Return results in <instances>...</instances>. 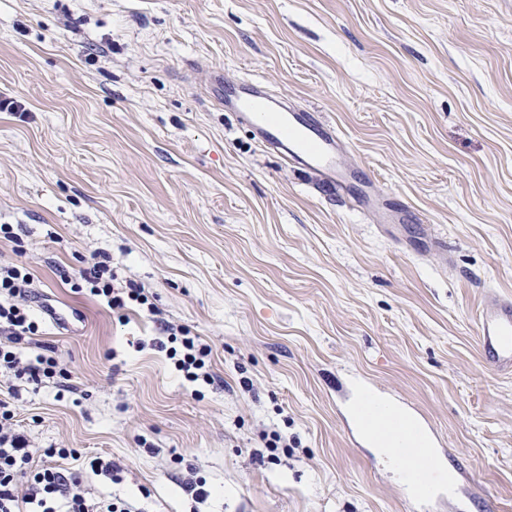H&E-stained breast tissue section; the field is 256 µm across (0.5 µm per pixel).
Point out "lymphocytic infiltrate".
<instances>
[{
    "mask_svg": "<svg viewBox=\"0 0 512 512\" xmlns=\"http://www.w3.org/2000/svg\"><path fill=\"white\" fill-rule=\"evenodd\" d=\"M34 275L28 264L15 260L0 264V380L7 384L0 396V512H137L117 496L94 498L84 489L80 471L51 465V458H67L65 448L31 447L16 421V403L23 390L41 388L47 380H69L59 361L35 349L40 319L33 307ZM72 288L88 291L110 310L125 311L148 305L144 286L119 282L112 258L92 253L70 276ZM166 339L157 340L185 380L212 384L211 349L182 326L165 324Z\"/></svg>",
    "mask_w": 512,
    "mask_h": 512,
    "instance_id": "f902f5d3",
    "label": "lymphocytic infiltrate"
}]
</instances>
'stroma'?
<instances>
[{
  "instance_id": "stroma-1",
  "label": "stroma",
  "mask_w": 512,
  "mask_h": 512,
  "mask_svg": "<svg viewBox=\"0 0 512 512\" xmlns=\"http://www.w3.org/2000/svg\"><path fill=\"white\" fill-rule=\"evenodd\" d=\"M322 112L367 208L262 147L215 76ZM0 224L25 242L72 391L23 393L37 448L141 512H421L344 431L358 376L426 416L486 512H512V374L476 313L512 297V0H0ZM94 252L160 311L127 315L60 271ZM212 349L194 388L158 320ZM297 438L259 460L272 434ZM216 489L198 503L189 468Z\"/></svg>"
}]
</instances>
